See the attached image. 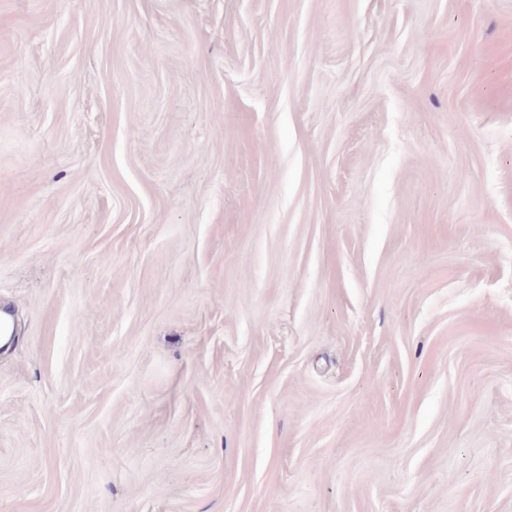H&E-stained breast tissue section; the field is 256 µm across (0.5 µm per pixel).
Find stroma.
<instances>
[{
	"mask_svg": "<svg viewBox=\"0 0 512 512\" xmlns=\"http://www.w3.org/2000/svg\"><path fill=\"white\" fill-rule=\"evenodd\" d=\"M0 512H512V0H0Z\"/></svg>",
	"mask_w": 512,
	"mask_h": 512,
	"instance_id": "1",
	"label": "stroma"
}]
</instances>
